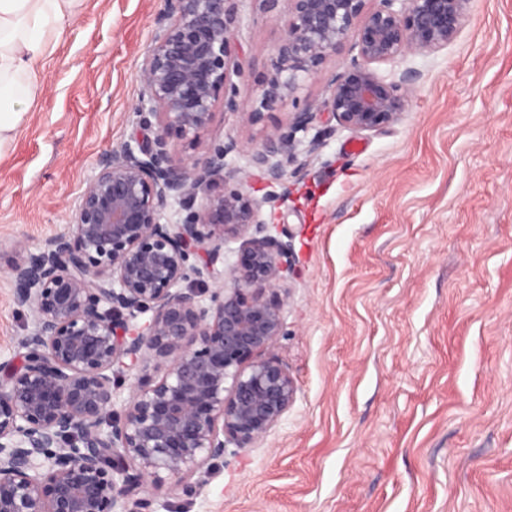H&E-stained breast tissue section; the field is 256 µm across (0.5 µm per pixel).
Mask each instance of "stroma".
<instances>
[{
	"label": "stroma",
	"mask_w": 512,
	"mask_h": 512,
	"mask_svg": "<svg viewBox=\"0 0 512 512\" xmlns=\"http://www.w3.org/2000/svg\"><path fill=\"white\" fill-rule=\"evenodd\" d=\"M161 0H84L44 68V88L0 151V266L10 245L67 232L101 154L128 141L140 67ZM288 11L241 0L234 83L251 98L271 71ZM322 76L269 113L296 132L291 195L266 209L291 246L271 352L296 384L281 421L250 448L229 447L152 512H512V0H473L447 47L379 65L420 75L409 108L377 132L320 114ZM259 139L216 106L210 134L176 157L206 160L224 138ZM316 154H308L311 141ZM0 275V362L31 327Z\"/></svg>",
	"instance_id": "35a3bbf8"
}]
</instances>
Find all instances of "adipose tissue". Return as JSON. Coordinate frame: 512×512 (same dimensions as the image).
<instances>
[{"mask_svg": "<svg viewBox=\"0 0 512 512\" xmlns=\"http://www.w3.org/2000/svg\"><path fill=\"white\" fill-rule=\"evenodd\" d=\"M82 0H0V149L11 144L43 88V69Z\"/></svg>", "mask_w": 512, "mask_h": 512, "instance_id": "obj_1", "label": "adipose tissue"}]
</instances>
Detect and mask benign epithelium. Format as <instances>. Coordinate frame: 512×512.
I'll return each mask as SVG.
<instances>
[{"label": "benign epithelium", "mask_w": 512, "mask_h": 512, "mask_svg": "<svg viewBox=\"0 0 512 512\" xmlns=\"http://www.w3.org/2000/svg\"><path fill=\"white\" fill-rule=\"evenodd\" d=\"M162 2L132 118L145 134L99 158L67 232L35 250L11 246L6 274L31 329L20 364L0 363V512H117L129 502L128 512H151L143 488L188 497L191 477L224 448H248L276 426L296 392L270 354L292 263L263 207L291 194L295 140L229 137L203 162L175 159L174 142H203L219 103L246 126L262 124L350 39L357 55L329 79L324 113L351 130H382L407 111L418 73L388 81L377 65L448 46L472 0H288L270 76L250 100L232 81L242 69L240 0ZM243 150L250 171L240 184L210 192L224 158ZM254 176L281 192L252 196L244 184ZM171 199L198 207L163 223ZM229 239L241 241L232 284L201 288ZM124 370L140 377L115 417L113 376Z\"/></svg>", "instance_id": "7a95c632"}]
</instances>
